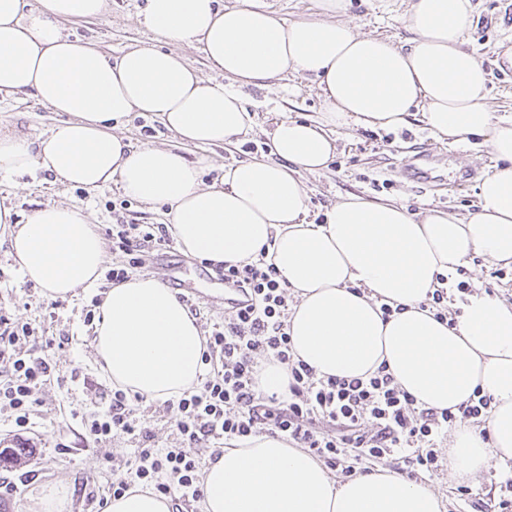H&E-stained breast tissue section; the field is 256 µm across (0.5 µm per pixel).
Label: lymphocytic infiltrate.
I'll return each mask as SVG.
<instances>
[{"label": "lymphocytic infiltrate", "instance_id": "1", "mask_svg": "<svg viewBox=\"0 0 512 512\" xmlns=\"http://www.w3.org/2000/svg\"><path fill=\"white\" fill-rule=\"evenodd\" d=\"M173 239L163 224H116L112 249L123 256L106 276L119 284L141 268L146 245L170 247ZM225 286L244 297L228 306L223 323L213 325L201 360L207 371L193 390L172 400L178 444L158 448L146 422L134 414L131 396L113 389L107 408L84 421L86 433L103 441L126 435L137 448L126 460L129 477L113 484V496L136 486L150 487L173 498L176 512L203 494V443L244 440L259 434L282 438L304 449L330 470L349 478L358 465L390 460L411 478L433 476L440 468L438 441L459 420L484 430L490 395L474 391L457 410L420 408L385 370L368 378H320L294 359L288 334V288L266 250L249 261L225 264ZM34 330L12 322L0 312V359L9 364V378L0 384V409L11 410L18 430H27L29 412L39 388L55 371L29 348ZM288 369L287 398L262 393L257 375L263 362Z\"/></svg>", "mask_w": 512, "mask_h": 512}]
</instances>
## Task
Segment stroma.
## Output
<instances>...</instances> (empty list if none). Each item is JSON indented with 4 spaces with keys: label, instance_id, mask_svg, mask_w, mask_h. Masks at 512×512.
<instances>
[{
    "label": "stroma",
    "instance_id": "obj_1",
    "mask_svg": "<svg viewBox=\"0 0 512 512\" xmlns=\"http://www.w3.org/2000/svg\"><path fill=\"white\" fill-rule=\"evenodd\" d=\"M142 0H109L106 12L90 22L68 24L72 36L95 42L112 57H119L134 46L165 45L181 54L187 63L205 76L213 71L198 47L179 43H161L139 15ZM473 24L463 37V46L473 52L486 67L489 76L484 101L498 116L512 118V70L499 69L498 55L512 46V26L503 25L497 16L499 0H472ZM410 0H346L345 20L360 32L403 43L410 33L406 16ZM242 94L253 116L247 134L224 147L202 149L187 146L188 159L207 154L214 166L202 179L212 183L224 166L269 156V133L276 120L287 117L310 121L323 110L317 80L304 73L288 71L283 79L265 89L248 87ZM58 115L32 93L0 96V128L16 126L31 137L46 133ZM336 153L320 174H303L308 197V218L320 222L331 204L354 195L367 201H397L415 215L439 209L464 216L474 211L478 184L489 172L492 160L481 139L456 143L437 140L420 120L396 130H371L352 127L338 130ZM424 155L431 170L429 177L411 175L408 163L415 155ZM47 202H80L87 205L99 232L115 224H162L163 210H154L123 195L118 185L95 193L82 188L53 184L44 174L0 177V204L11 206L18 221H26L32 209ZM145 273L169 281L179 274L187 281L181 294L190 309L196 310L202 331L224 321V283L211 265L182 254L178 248L159 251L145 266ZM465 282L466 292H454V306H461L466 293L486 291L512 304V267L489 264L472 256L455 274ZM107 281L98 286L78 289L67 300L44 298L41 288L22 278L7 247H0V309L14 321L30 324L46 336L69 335V344L46 349L49 363L66 376L63 383L41 386L38 402L30 411L31 428L18 434L7 416L0 415V449L23 448V462L0 467V483H12L7 495L12 512H32V504L41 489L64 481L73 487L70 512H93L88 493L105 496L112 483L126 479L125 462L135 448L126 436L99 442L86 435L82 423L100 414L112 388L95 362L92 348L93 327L85 323L86 310L101 299ZM137 416L150 421L155 444L174 446L175 412L166 403L146 401L133 406Z\"/></svg>",
    "mask_w": 512,
    "mask_h": 512
}]
</instances>
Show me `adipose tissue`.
I'll return each mask as SVG.
<instances>
[{
  "instance_id": "obj_1",
  "label": "adipose tissue",
  "mask_w": 512,
  "mask_h": 512,
  "mask_svg": "<svg viewBox=\"0 0 512 512\" xmlns=\"http://www.w3.org/2000/svg\"><path fill=\"white\" fill-rule=\"evenodd\" d=\"M106 9L107 0H0V93L32 91L61 115L37 139L0 131V176L42 172L89 191L119 184L140 203L168 206L179 250L214 265L268 248L296 298L288 318L295 359L322 378L385 368L417 404L438 411L482 390L492 398L488 434L459 424L448 473L464 483L491 461L512 462V304L469 295L452 326L424 308L439 276L470 255L512 266V119L484 102L488 73L463 46L471 0H411V37L401 46L343 20L345 0H315L314 13L288 22L251 0L224 8L144 0L147 28L200 45L220 82L171 51L141 46L114 59L65 33L66 22ZM291 70L319 79V119L276 121L273 158L229 165L219 182L203 184L210 158L188 161L182 146H221L245 132L251 117L238 88L269 87ZM133 112L159 117L177 145L135 146L118 132ZM416 114L439 141L478 136L488 146L494 164L470 216L418 218L395 202L351 198L326 209L322 223L308 221L300 175L327 168L336 130L401 128ZM1 236L47 299H68L103 271V239L80 203L42 205L23 224L1 206ZM97 310L92 347L114 387L164 402L198 384L200 324L159 277L112 286ZM203 473L200 512H442L424 482L378 468L340 483L315 457L268 434L224 446ZM104 512H169V499L137 487Z\"/></svg>"
}]
</instances>
